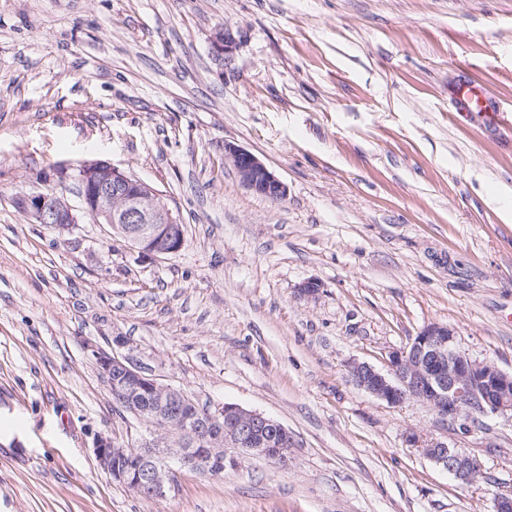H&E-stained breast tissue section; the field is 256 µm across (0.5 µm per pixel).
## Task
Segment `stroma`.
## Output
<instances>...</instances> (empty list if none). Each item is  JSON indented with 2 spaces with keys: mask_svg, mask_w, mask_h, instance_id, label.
<instances>
[{
  "mask_svg": "<svg viewBox=\"0 0 512 512\" xmlns=\"http://www.w3.org/2000/svg\"><path fill=\"white\" fill-rule=\"evenodd\" d=\"M464 78L498 100L496 126L454 111ZM228 143L287 198L245 189ZM91 160L162 191L178 253L19 209ZM504 187L512 0H0V512H493L512 493V417L453 427L374 398L349 366L385 368L438 322L512 372ZM308 280L318 298H296ZM95 348L208 409L281 422L287 464L228 448L221 476L133 494L93 449L146 426L113 403ZM413 432L476 458L479 481L460 485Z\"/></svg>",
  "mask_w": 512,
  "mask_h": 512,
  "instance_id": "stroma-1",
  "label": "stroma"
}]
</instances>
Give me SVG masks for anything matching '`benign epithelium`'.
I'll use <instances>...</instances> for the list:
<instances>
[{
    "label": "benign epithelium",
    "mask_w": 512,
    "mask_h": 512,
    "mask_svg": "<svg viewBox=\"0 0 512 512\" xmlns=\"http://www.w3.org/2000/svg\"><path fill=\"white\" fill-rule=\"evenodd\" d=\"M236 39L227 27L219 28L212 47L219 57L230 55ZM224 158L241 184L256 195L282 201L287 185L252 152L224 145ZM81 207L69 204L66 191H35L22 196L18 207L38 224L69 232L85 216L108 225L139 253L163 257L184 244V225L164 202L163 194L107 161L84 162L73 169ZM110 389L127 395L126 410L148 426L149 435L132 448L102 438L94 448L99 466L113 480L140 496L164 498L174 489L175 459L183 468L218 476L224 471V449L246 455L288 461L295 436L274 418L233 403H226L201 419L183 410L190 397L136 367L129 357L102 349L92 350ZM388 370L354 363V383L375 398L399 405L408 399L428 404L441 418L462 425L476 414H512V373L489 361H478L462 350L453 328L440 323L424 326L411 342L391 352ZM412 446L442 467L454 479L469 485L482 474L479 462L446 442L409 435Z\"/></svg>",
    "instance_id": "7a95c632"
}]
</instances>
